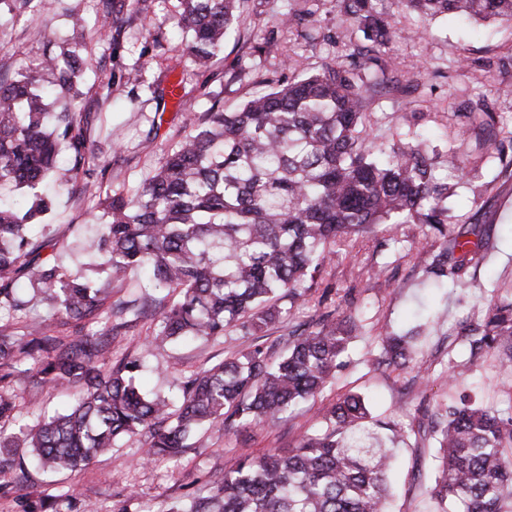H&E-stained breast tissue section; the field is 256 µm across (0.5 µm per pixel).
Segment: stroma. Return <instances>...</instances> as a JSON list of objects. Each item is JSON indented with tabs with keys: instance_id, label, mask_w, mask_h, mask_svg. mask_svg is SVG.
<instances>
[{
	"instance_id": "1",
	"label": "stroma",
	"mask_w": 512,
	"mask_h": 512,
	"mask_svg": "<svg viewBox=\"0 0 512 512\" xmlns=\"http://www.w3.org/2000/svg\"><path fill=\"white\" fill-rule=\"evenodd\" d=\"M384 10L397 34L382 54L396 80L366 106L370 136L387 141L398 132L424 135L441 149H453L467 162L468 178L454 187L448 200L453 226L481 225L496 240L493 260L463 283L437 288L421 285L423 271L439 247L420 224H381L358 237L353 248H341L327 264L324 278L332 289L328 300L313 297L271 324L264 337L271 356L285 348L289 332L314 324L326 312L336 318L355 315L359 328L337 371L334 384L321 396L297 407L276 424L236 433L210 427L201 447L180 449L170 460L143 459L145 435L122 437L111 454L92 460L72 473L50 474L30 465L0 471V512H27L39 498L56 501L57 512H80L92 503L96 512H167L212 475L235 468L244 456L288 449L304 433L322 425L316 411L347 392L363 393L382 420L398 421L404 430L391 473L394 512H434L427 488L434 468V442L417 441L415 428L435 407L468 395L499 405L501 379L494 357L473 363L459 339V324L480 315L495 288L512 289V168H503L484 135L469 131L471 116L496 113L500 127H512V26L494 20L474 21L448 14L422 21L401 0H385ZM179 0H154L148 15L133 16L119 48L103 34L99 0H57L51 11L31 5L26 11L0 13V80L13 79L22 61L58 48L81 24L94 63L84 73L80 90L89 99L94 126L102 130L95 146V164L106 171L101 189L138 185L164 153L183 136L182 118L170 100H157L147 84L157 78L182 81L185 112H204L214 100L238 105L261 90L262 82L299 62L308 71L349 55L362 43L361 32L341 12L337 0H248L237 30L207 71L193 69L180 57V38L172 27ZM426 26L420 39H403L402 30ZM144 68L145 84L124 81L125 74ZM48 219L59 243L58 262L75 268L87 262L86 239L94 235L98 199L91 194L54 193ZM439 323L421 327L417 298ZM160 302L151 301L136 326L113 339L111 365L124 358L142 359L141 382L157 394L178 399L179 384L198 370L220 363L246 349L250 337L231 329L217 339L169 344L153 351L145 346L158 329ZM421 327L418 357L428 380L411 381L410 373L375 368L379 338L389 332ZM19 405L17 421L0 424L11 432L52 413L66 397L56 391L35 392L23 379L11 384Z\"/></svg>"
}]
</instances>
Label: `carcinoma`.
Wrapping results in <instances>:
<instances>
[{
  "label": "carcinoma",
  "instance_id": "carcinoma-1",
  "mask_svg": "<svg viewBox=\"0 0 512 512\" xmlns=\"http://www.w3.org/2000/svg\"><path fill=\"white\" fill-rule=\"evenodd\" d=\"M244 0H181L174 25L187 33L183 55L210 66ZM378 0H340L341 11L367 45L349 63L317 73L301 64L270 80V92L231 112L220 101L184 119L185 136L131 195L115 190L100 200L101 222L90 240L107 266L103 281L84 269H66L48 237L31 241L27 226L52 209L40 193L47 180L60 187L87 168L95 139L75 83L87 60L75 50L50 51L24 65L13 82L0 83V184L28 192L23 211L0 206V309L32 298L83 326L97 319L103 295L132 269L149 287L179 293L159 320L151 343L213 338L231 327L245 336L264 329L313 293L331 288L323 271L330 246L379 224H423L440 241L429 273L460 283L490 262L497 246L477 226L454 230L452 187L439 166L463 177V158L441 155L428 140L405 137L376 144L364 126L367 93L389 81L381 47L395 31ZM424 17L454 13L512 22V0H403ZM110 44L120 42L129 9L148 13L152 0H101ZM67 100L58 112L52 108ZM476 236V240L468 236ZM352 314L323 319L288 336L276 361L254 343L184 382L180 404L136 385L140 358L114 369L105 340L84 334L64 341L31 319L25 329L0 334V385L24 377L35 391L67 385L78 398L36 425L0 434V468L29 459L55 471H73L112 452L115 441L149 433V458L171 455L205 426L248 430L274 423L301 402L319 396L336 377L356 330ZM470 359L492 354L512 402V298L499 297L461 327ZM409 334L381 338L378 365L425 378ZM40 357L34 367L27 362ZM15 396L0 390V421L16 419ZM318 434L301 436L286 450L245 457L214 477L206 493L173 503L168 512H390L385 447L376 420L358 393L343 395L321 413ZM436 442L437 475L429 494L437 512H512V407L490 409L466 400L435 411L427 423Z\"/></svg>",
  "mask_w": 512,
  "mask_h": 512
}]
</instances>
